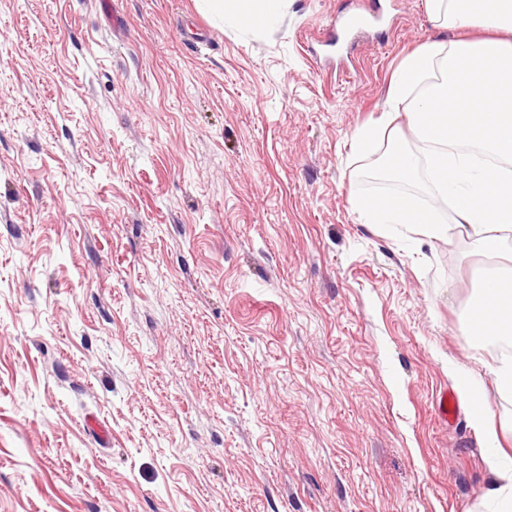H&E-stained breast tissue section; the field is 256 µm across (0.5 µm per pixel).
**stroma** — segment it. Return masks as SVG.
Masks as SVG:
<instances>
[{
    "instance_id": "stroma-1",
    "label": "stroma",
    "mask_w": 512,
    "mask_h": 512,
    "mask_svg": "<svg viewBox=\"0 0 512 512\" xmlns=\"http://www.w3.org/2000/svg\"><path fill=\"white\" fill-rule=\"evenodd\" d=\"M0 0V512H493L512 395L470 316L512 263L363 223L354 151L427 0ZM468 373L498 432L435 396ZM201 9L221 22L252 25L258 19L272 25L279 21L288 0H198Z\"/></svg>"
}]
</instances>
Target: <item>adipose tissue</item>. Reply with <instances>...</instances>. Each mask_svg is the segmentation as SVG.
<instances>
[{
    "label": "adipose tissue",
    "instance_id": "1",
    "mask_svg": "<svg viewBox=\"0 0 512 512\" xmlns=\"http://www.w3.org/2000/svg\"><path fill=\"white\" fill-rule=\"evenodd\" d=\"M223 22L274 24L287 0H199ZM435 21L448 29L480 30L477 38L428 42L403 59L391 81L385 122L405 116L415 138L431 145L426 158L410 151L389 155L388 177L426 175L449 200L447 219L403 194L357 203L366 223L401 225L436 240L458 231L478 252L496 256L512 238V0H428ZM502 276L486 279L472 326L488 344L512 335V289ZM497 480L484 491L499 512H512V460L486 459Z\"/></svg>",
    "mask_w": 512,
    "mask_h": 512
}]
</instances>
